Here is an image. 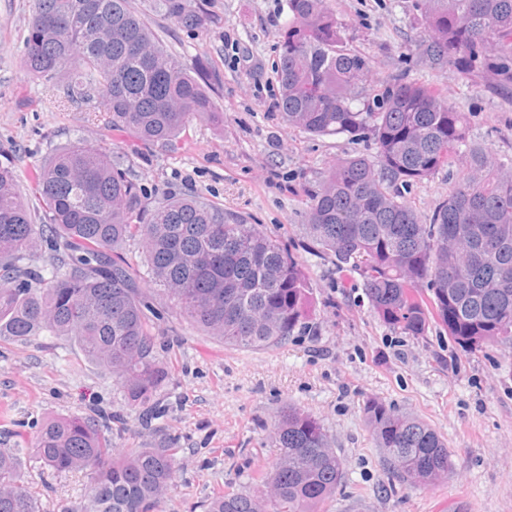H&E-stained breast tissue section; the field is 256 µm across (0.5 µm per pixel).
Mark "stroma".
Segmentation results:
<instances>
[{
	"instance_id": "1",
	"label": "stroma",
	"mask_w": 512,
	"mask_h": 512,
	"mask_svg": "<svg viewBox=\"0 0 512 512\" xmlns=\"http://www.w3.org/2000/svg\"><path fill=\"white\" fill-rule=\"evenodd\" d=\"M134 0L164 47L188 67L224 113L223 123L193 119L172 143H147L112 128L99 100L67 105L55 84L26 74L23 54L35 0H0V165L11 166L24 201L38 208L33 175L57 147L85 135L122 157L143 206L169 196H200L249 223L301 242L307 193L345 157L374 158L368 142L314 136L288 127L275 66L288 0H204L216 22L191 33L155 7ZM348 46L371 61L375 92L394 78L440 88L469 113L471 136L512 157V99L492 94L488 72L461 78L415 51L424 28L415 0H327ZM463 172L445 166L410 186L407 203L431 216ZM315 307L310 329L264 350L225 346L166 312L156 351L169 368L160 396L163 417L142 425L109 371L89 363L64 339L0 340V449L32 447L52 417L86 413L126 428L109 440L117 450L166 442L180 467L163 512H207L213 493L247 489L268 465L269 428L280 408L296 405L324 426L345 463L336 496L317 512H512V342L473 354L431 329L406 336L374 318L357 273L300 252ZM415 416L448 443V479L423 487L391 482L363 417L369 397ZM41 512L79 503L88 471L55 474L21 460Z\"/></svg>"
}]
</instances>
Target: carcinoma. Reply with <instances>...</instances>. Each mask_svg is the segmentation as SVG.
Instances as JSON below:
<instances>
[{"label":"carcinoma","instance_id":"carcinoma-1","mask_svg":"<svg viewBox=\"0 0 512 512\" xmlns=\"http://www.w3.org/2000/svg\"><path fill=\"white\" fill-rule=\"evenodd\" d=\"M426 36L417 53L468 79L494 76L512 97V0H417ZM169 21L203 32L215 23L197 0H159ZM23 65L37 79L67 76L77 104L102 101L112 129L170 142L195 117L222 121L192 73L151 33L132 0H35ZM369 60L348 47L326 0H288L278 77L288 126L315 136H361L375 160L346 158L311 195L303 248L362 278L374 315L407 336L440 327L471 353L512 341V158L472 140L467 115L438 90L398 79L372 105ZM463 158L462 179L425 223L395 190ZM39 217L0 166V339L67 336L112 372L128 407L148 417L168 381L158 357L159 302L140 288L124 245H141L148 275L179 313L224 345L263 350L311 314L297 252L201 197L165 199L150 212L124 161L80 138L37 168ZM49 225L51 238L37 229ZM46 249L40 270L27 260ZM363 414L393 480L446 479L450 452L427 423L377 398ZM278 453L253 487L211 498L208 512H311L336 494L344 462L323 425L284 407L270 431ZM24 448L0 450V512H41L19 469ZM41 467L90 472L84 500L63 512H161L179 465L160 442L115 454L95 420L46 422L34 441ZM425 457V469L411 464Z\"/></svg>","mask_w":512,"mask_h":512}]
</instances>
